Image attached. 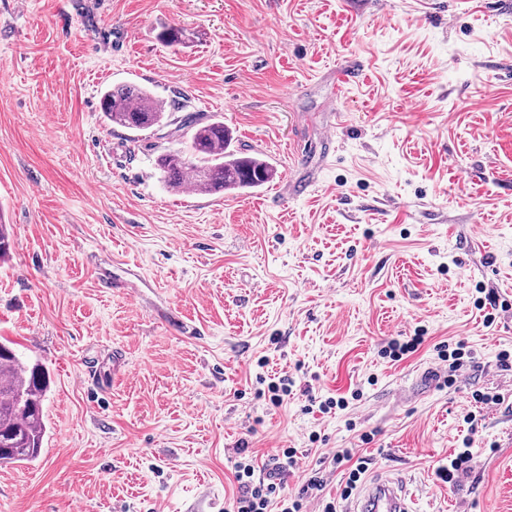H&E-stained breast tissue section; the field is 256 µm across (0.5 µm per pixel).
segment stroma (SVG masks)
<instances>
[{"label":"stroma","instance_id":"stroma-1","mask_svg":"<svg viewBox=\"0 0 512 512\" xmlns=\"http://www.w3.org/2000/svg\"><path fill=\"white\" fill-rule=\"evenodd\" d=\"M170 26L193 41L160 42ZM129 83L167 125L105 121L102 92ZM189 114L276 179L167 190L154 161ZM0 219V341L50 378L42 455L6 468L0 512H224L240 450L262 479L282 448L288 496L318 474L344 508L352 448L416 512H512V0H0ZM112 269L124 287H100ZM440 343L477 357L451 386ZM330 397L349 404L304 412ZM424 342L425 336H422L420 333H416L415 336H410L406 341L393 339L382 351V355L390 358L391 361L399 362L418 351Z\"/></svg>","mask_w":512,"mask_h":512}]
</instances>
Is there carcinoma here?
<instances>
[{
    "mask_svg": "<svg viewBox=\"0 0 512 512\" xmlns=\"http://www.w3.org/2000/svg\"><path fill=\"white\" fill-rule=\"evenodd\" d=\"M158 38L168 46H179L189 35L182 28L167 27ZM100 107L110 124L132 132L162 126L167 112V102L133 84L106 89ZM184 125L191 129L187 147L161 154L155 162L171 190L180 191L188 174L198 192L205 194L258 188L276 176L265 160L230 149L232 134L224 122L189 116ZM48 388L49 376L42 364L24 360L11 342H0L1 465L32 463L40 457L45 437L42 401Z\"/></svg>",
    "mask_w": 512,
    "mask_h": 512,
    "instance_id": "1",
    "label": "carcinoma"
}]
</instances>
